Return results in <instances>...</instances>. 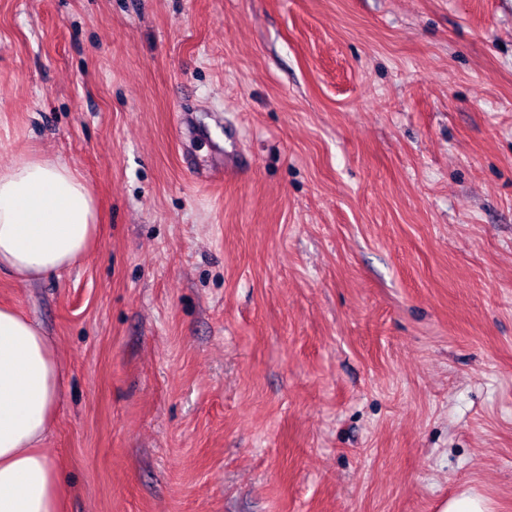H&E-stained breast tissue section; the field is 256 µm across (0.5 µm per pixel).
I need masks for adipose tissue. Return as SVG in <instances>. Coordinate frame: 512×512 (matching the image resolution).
Wrapping results in <instances>:
<instances>
[{
    "label": "adipose tissue",
    "mask_w": 512,
    "mask_h": 512,
    "mask_svg": "<svg viewBox=\"0 0 512 512\" xmlns=\"http://www.w3.org/2000/svg\"><path fill=\"white\" fill-rule=\"evenodd\" d=\"M95 198L66 164L22 155L0 166V272L22 282L90 252ZM60 367L25 314L0 306V512H61L63 484L41 443L55 418Z\"/></svg>",
    "instance_id": "adipose-tissue-1"
}]
</instances>
